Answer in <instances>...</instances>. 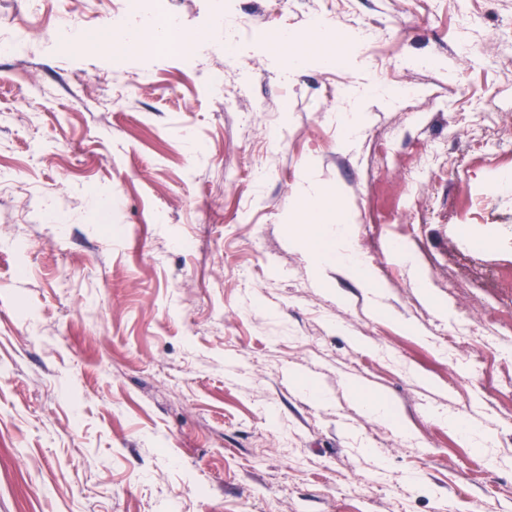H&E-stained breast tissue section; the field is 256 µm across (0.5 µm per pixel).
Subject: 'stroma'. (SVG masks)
<instances>
[{
    "label": "stroma",
    "mask_w": 512,
    "mask_h": 512,
    "mask_svg": "<svg viewBox=\"0 0 512 512\" xmlns=\"http://www.w3.org/2000/svg\"><path fill=\"white\" fill-rule=\"evenodd\" d=\"M156 2L194 69L125 55L124 0H0V42L31 23L0 50V512H512V0ZM326 14L383 53L289 71L281 33ZM308 172L373 283L295 243Z\"/></svg>",
    "instance_id": "obj_1"
}]
</instances>
